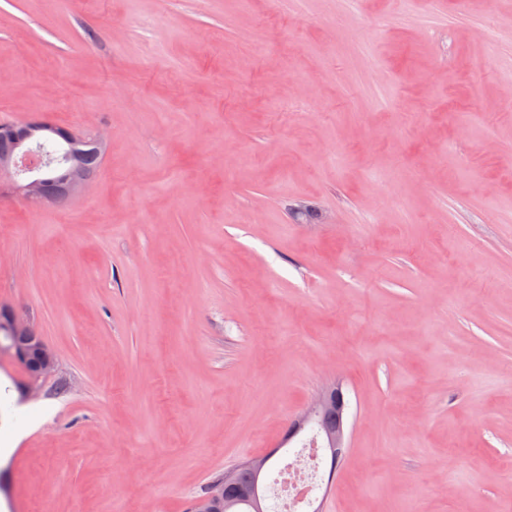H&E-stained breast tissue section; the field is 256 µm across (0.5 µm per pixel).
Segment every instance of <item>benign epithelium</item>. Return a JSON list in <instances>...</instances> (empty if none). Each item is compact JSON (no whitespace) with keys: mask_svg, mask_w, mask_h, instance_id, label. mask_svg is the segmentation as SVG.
Instances as JSON below:
<instances>
[{"mask_svg":"<svg viewBox=\"0 0 512 512\" xmlns=\"http://www.w3.org/2000/svg\"><path fill=\"white\" fill-rule=\"evenodd\" d=\"M9 132L16 144V152L0 158V173L11 174L25 172L21 180L13 179L10 189L32 205L54 202L47 186L52 184L56 192L66 196L76 195L89 187L84 175L79 154L70 145L83 140V137L57 127L43 119H28L9 126ZM46 139L61 141V156L46 159L33 149V146ZM0 328L3 329L9 343L5 350L26 373L24 391L28 396L40 394L42 384L57 365V355L45 341L39 328L30 320L12 310L0 314ZM334 413L339 424L334 429L323 430L324 448L333 457H339L346 451V402L342 388L333 385L316 396L309 406L290 424L286 441H291L305 428L320 424V416ZM251 474L252 485L243 502L254 507L255 512H263L264 476L267 471L262 457L250 458L231 471L224 473L222 480L210 485L208 493L195 499L191 512H216L223 508L233 510L235 502L224 499V491L237 485L241 472Z\"/></svg>","mask_w":512,"mask_h":512,"instance_id":"benign-epithelium-1","label":"benign epithelium"}]
</instances>
